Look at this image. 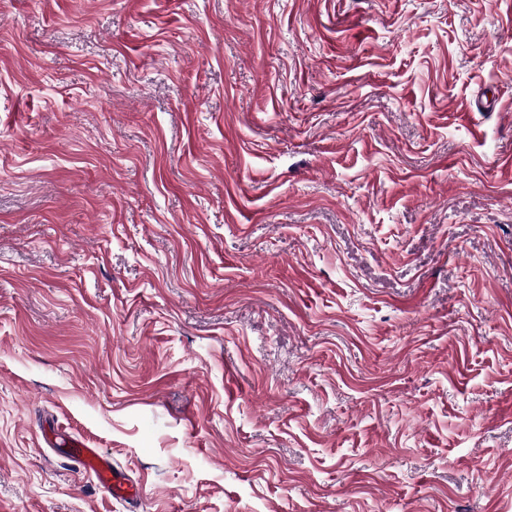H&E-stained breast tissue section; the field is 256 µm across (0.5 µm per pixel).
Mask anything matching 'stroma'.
I'll list each match as a JSON object with an SVG mask.
<instances>
[{
    "mask_svg": "<svg viewBox=\"0 0 512 512\" xmlns=\"http://www.w3.org/2000/svg\"><path fill=\"white\" fill-rule=\"evenodd\" d=\"M0 512H512V0H0ZM56 439L60 446L68 448L69 453L76 458L85 469L92 472L97 482L107 489L112 496L134 500L139 494L132 486L126 485L120 476L112 469V463L102 455L97 448H88L85 443L68 434H58Z\"/></svg>",
    "mask_w": 512,
    "mask_h": 512,
    "instance_id": "35a3bbf8",
    "label": "stroma"
}]
</instances>
